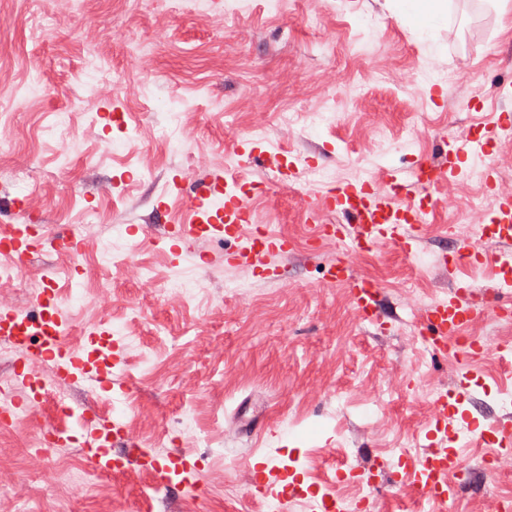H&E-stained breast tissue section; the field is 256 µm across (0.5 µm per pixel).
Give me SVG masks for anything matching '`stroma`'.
Masks as SVG:
<instances>
[{"mask_svg": "<svg viewBox=\"0 0 512 512\" xmlns=\"http://www.w3.org/2000/svg\"><path fill=\"white\" fill-rule=\"evenodd\" d=\"M56 15L40 33L34 14ZM147 43L150 54L130 56ZM104 58L122 79L99 84L85 66ZM40 63L46 78L35 92L27 71ZM454 84H447V74ZM119 99L136 138L104 117ZM512 114V31L500 28L485 0H450L447 18L432 26L404 20L385 0H0V114L16 138L12 160L0 166V203L26 198L48 235H74L84 268L76 295L68 262L49 247L26 268L53 280L62 296H77L65 335L99 327L119 330L136 319V337L121 340L123 362L115 388L92 382L70 386L75 413L117 403L133 463L122 474L92 475L81 499L53 483L61 466L79 464V445L64 459L33 465L25 457L33 432L53 422L51 408L35 409L13 433L0 436V482L15 498L37 501L40 512H275L253 499L249 484L261 464L288 468L306 492L288 512H311L322 495L363 493L372 512H422V491L397 461L402 450H455L471 476L445 512H491L512 497V465L490 471L494 446L480 431L512 427V365L498 360L512 347V320L494 319L495 257L512 245H482L490 262L443 265L437 252L448 227L477 223L471 197L484 189L461 161L460 174L433 190V213L412 255L382 245L355 256L333 237L310 240L306 207L328 187L375 181L389 189L392 174L407 175L427 161L448 166V151L468 134L492 132L489 161L497 171L495 201L512 197V140L499 135L501 114ZM70 137L60 142L59 126ZM264 127L265 139L253 138ZM162 129L170 142L155 141ZM260 152L277 150L294 166L291 179L269 175L265 162L235 156L234 139ZM227 182L257 183L253 221L288 237L270 276L224 261L237 239L211 236L179 247L169 225L190 218L179 186H192L212 167ZM327 173L309 182L305 169ZM95 207L101 221L81 223ZM345 262L352 274L374 278L389 313L362 321L348 288L328 270ZM183 283L191 299L154 297L140 275ZM110 280L105 299L99 281ZM476 287L483 313L465 328L485 347L456 361L423 346L419 334L428 305L459 283ZM471 380L453 435L434 430L429 390L452 395L459 372ZM165 457L191 452L196 478L158 482L134 460L142 450ZM350 468L355 480H341Z\"/></svg>", "mask_w": 512, "mask_h": 512, "instance_id": "1", "label": "stroma"}]
</instances>
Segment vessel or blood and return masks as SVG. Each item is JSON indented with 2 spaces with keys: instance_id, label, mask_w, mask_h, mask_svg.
I'll return each instance as SVG.
<instances>
[{
  "instance_id": "1",
  "label": "vessel or blood",
  "mask_w": 512,
  "mask_h": 512,
  "mask_svg": "<svg viewBox=\"0 0 512 512\" xmlns=\"http://www.w3.org/2000/svg\"><path fill=\"white\" fill-rule=\"evenodd\" d=\"M457 167L441 170L425 164L422 170L412 171L410 178L393 177L392 193L378 189L373 181L362 185H344L333 188L321 198L319 203L307 206L309 215H316L318 209L327 208L346 214L349 218L345 224H319L315 233L344 238L350 227H359L363 235L358 241L361 251L368 252L378 246L390 244L399 252L410 254L416 233L421 226L415 214H403L400 206L394 202L396 194L407 187L408 179H415L422 185H429L431 180L445 179L446 175L457 174ZM224 194V170L213 168L205 179L199 181L190 200L192 218L188 223L170 227V237L187 242L210 234L223 233L229 236L246 235L248 244L233 253V260L248 263L264 257L283 253L288 248L286 238L269 233L252 221V212L245 199L237 196L228 197L225 208L212 210L213 198ZM225 195V194H224ZM484 224L489 236L499 241L512 240V198H504L498 210L485 218ZM49 238L41 225L23 221L17 225L14 237L5 244L4 249L16 261H23L30 254L37 252L48 244ZM334 276L337 282L347 284L355 308L362 320L379 322L384 311L382 307L383 292L380 285L370 277H353L345 264H336ZM475 289L471 284H460L448 300L432 305L424 320L423 339L441 354L447 353L452 341L462 329L468 326L479 313L472 306ZM35 306L41 315L51 316L53 325L47 338L37 345H30L24 340L26 331L23 327L24 316L12 310L0 311V337L18 339L16 348L18 360L37 359L52 363L55 373L62 382L68 383L80 378H92L103 387H111L112 371L103 365L91 363L84 354L67 348L63 342V311L58 305V293L54 287H46L38 295ZM86 432L83 447L87 459L97 470L112 472L115 467L126 464L124 455L116 453L115 445L125 440L124 428L120 420L109 419L84 423ZM142 466L152 470L159 479H168L170 473H193L194 463L184 454L168 457L166 462L150 454L139 459ZM461 461L457 453L448 449L412 461L411 470L415 482L424 493L437 503L447 502L454 491L448 485L449 472L459 471ZM281 474L277 469L257 473L251 480L250 494L256 499L276 497L288 501L297 492L296 486L281 485Z\"/></svg>"
}]
</instances>
